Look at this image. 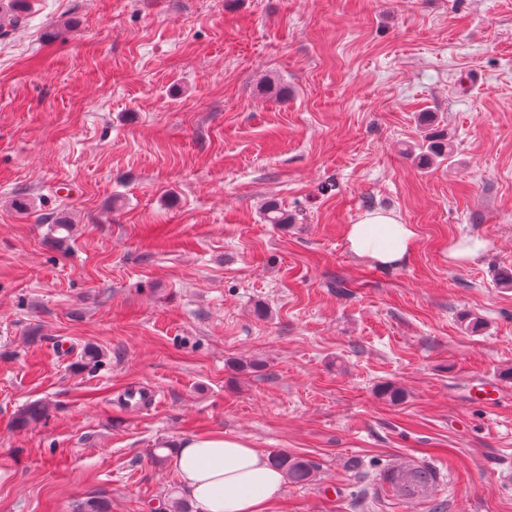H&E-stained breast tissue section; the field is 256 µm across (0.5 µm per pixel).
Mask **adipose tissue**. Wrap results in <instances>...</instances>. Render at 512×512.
<instances>
[{"label":"adipose tissue","mask_w":512,"mask_h":512,"mask_svg":"<svg viewBox=\"0 0 512 512\" xmlns=\"http://www.w3.org/2000/svg\"><path fill=\"white\" fill-rule=\"evenodd\" d=\"M414 236L411 225L390 211L365 213L346 232L350 252L381 267L401 264ZM175 465L181 488L197 512H268L285 482L283 471L266 453L221 433L182 438Z\"/></svg>","instance_id":"1"}]
</instances>
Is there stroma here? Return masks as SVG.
<instances>
[{"label": "stroma", "mask_w": 512, "mask_h": 512, "mask_svg": "<svg viewBox=\"0 0 512 512\" xmlns=\"http://www.w3.org/2000/svg\"><path fill=\"white\" fill-rule=\"evenodd\" d=\"M425 112L454 153L421 168ZM377 209L415 231L398 267L347 247ZM509 270L512 0H28L0 41V512H150L169 443L209 433L316 464L269 512H512ZM404 463L432 496L379 486ZM485 248L479 238L463 237L448 244V261L462 264L473 261Z\"/></svg>", "instance_id": "1"}]
</instances>
